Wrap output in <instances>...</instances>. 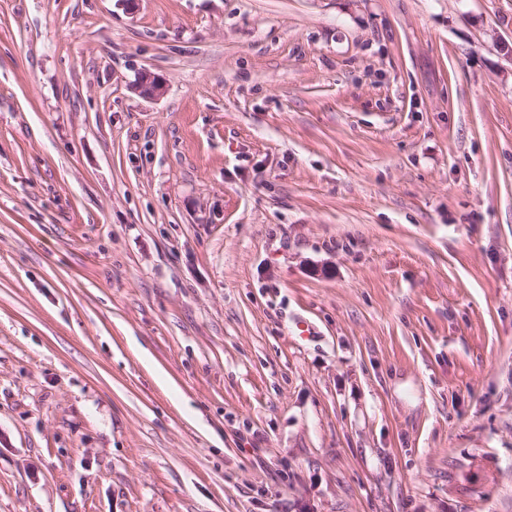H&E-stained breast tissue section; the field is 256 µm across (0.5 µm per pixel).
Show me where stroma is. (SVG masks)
<instances>
[{"label": "stroma", "instance_id": "1", "mask_svg": "<svg viewBox=\"0 0 512 512\" xmlns=\"http://www.w3.org/2000/svg\"><path fill=\"white\" fill-rule=\"evenodd\" d=\"M0 512H512V0H0Z\"/></svg>", "mask_w": 512, "mask_h": 512}]
</instances>
